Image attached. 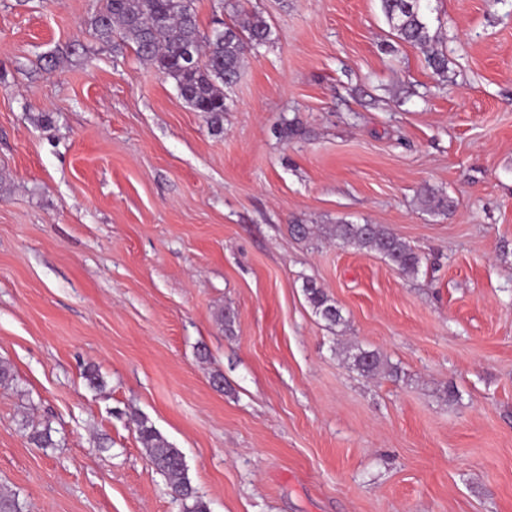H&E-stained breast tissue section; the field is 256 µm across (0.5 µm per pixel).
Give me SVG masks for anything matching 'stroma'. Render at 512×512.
<instances>
[{
	"mask_svg": "<svg viewBox=\"0 0 512 512\" xmlns=\"http://www.w3.org/2000/svg\"><path fill=\"white\" fill-rule=\"evenodd\" d=\"M194 5L205 32L253 8L272 28L219 132L97 40V0H0V487L25 512H182L135 411L210 512H512V0H429L443 81L379 0ZM424 186L454 208L421 210ZM341 221L421 272L289 231ZM328 232L339 244H349L381 255L406 277L418 274L424 259L407 241L382 225L372 224L369 227V224L341 221L332 225ZM303 291L315 315L325 321L328 326L335 327L344 322L341 309L313 280L306 279L303 282ZM352 359L354 366L366 376L379 374L388 367L381 354L375 350L358 348L357 352L352 354ZM129 421L134 426L149 464L168 481L171 493L181 502L183 511L210 512L207 502L191 485L182 451L170 443L145 416L134 412L129 415Z\"/></svg>",
	"mask_w": 512,
	"mask_h": 512,
	"instance_id": "obj_1",
	"label": "stroma"
}]
</instances>
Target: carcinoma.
<instances>
[{
  "label": "carcinoma",
  "mask_w": 512,
  "mask_h": 512,
  "mask_svg": "<svg viewBox=\"0 0 512 512\" xmlns=\"http://www.w3.org/2000/svg\"><path fill=\"white\" fill-rule=\"evenodd\" d=\"M94 18L96 38L114 48L130 47L143 61L171 79L181 97L196 112L204 113L215 130L222 129L224 113L229 111L224 89L234 85L244 63L245 51L270 42L271 25L257 11L243 12V18L205 33L201 30L193 0H99ZM427 0H380L381 11L391 28L392 36L411 44L425 54V61L440 77L448 73V57L437 48L438 35L431 31L425 13ZM419 206L434 215H445L453 200L430 187L417 197ZM329 236L340 244H349L381 255L400 274H418L423 256L407 241L389 228L374 224L339 222L329 229ZM303 291L316 316L328 326L344 322L341 309L322 288L307 279ZM354 366L364 375L385 371L388 364L375 350L357 349L352 354ZM145 456L169 484L183 512H210L186 474L182 451L170 443L148 419L129 415ZM29 440L36 446L55 445L49 426L34 428ZM0 512H24L19 495L0 491Z\"/></svg>",
  "instance_id": "carcinoma-1"
}]
</instances>
